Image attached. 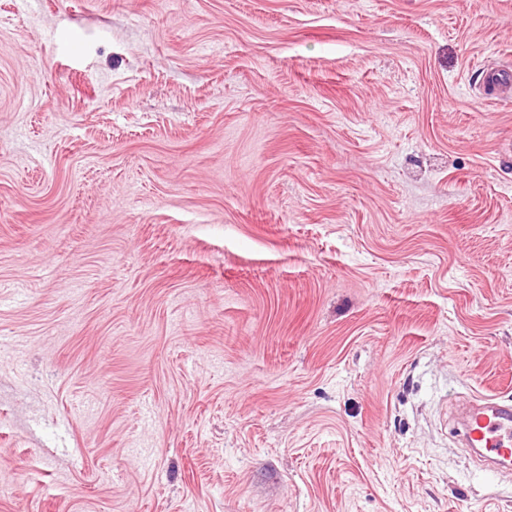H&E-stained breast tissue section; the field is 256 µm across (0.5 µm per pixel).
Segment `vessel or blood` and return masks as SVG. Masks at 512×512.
<instances>
[{
  "mask_svg": "<svg viewBox=\"0 0 512 512\" xmlns=\"http://www.w3.org/2000/svg\"><path fill=\"white\" fill-rule=\"evenodd\" d=\"M463 442L475 449L485 469L504 462L512 464V404L481 398L467 417Z\"/></svg>",
  "mask_w": 512,
  "mask_h": 512,
  "instance_id": "b4317fda",
  "label": "vessel or blood"
}]
</instances>
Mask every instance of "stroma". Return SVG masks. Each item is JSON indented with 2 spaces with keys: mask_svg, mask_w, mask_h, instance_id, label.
Segmentation results:
<instances>
[{
  "mask_svg": "<svg viewBox=\"0 0 512 512\" xmlns=\"http://www.w3.org/2000/svg\"><path fill=\"white\" fill-rule=\"evenodd\" d=\"M512 0H0V512H512ZM463 442L475 449L476 458L486 470L506 460L512 464V404L482 397L467 417Z\"/></svg>",
  "mask_w": 512,
  "mask_h": 512,
  "instance_id": "obj_1",
  "label": "stroma"
}]
</instances>
